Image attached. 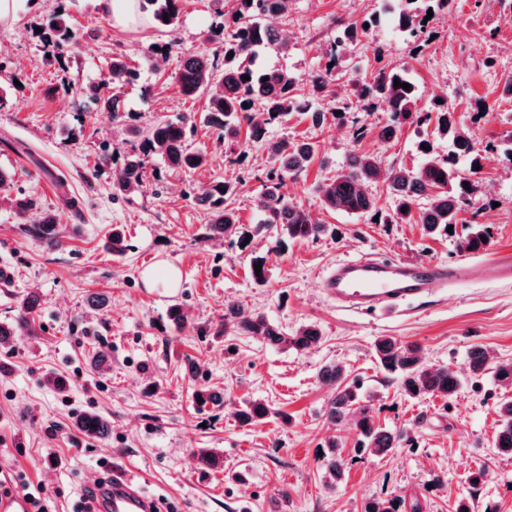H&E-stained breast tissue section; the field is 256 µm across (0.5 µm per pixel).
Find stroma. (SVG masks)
Returning a JSON list of instances; mask_svg holds the SVG:
<instances>
[{
	"mask_svg": "<svg viewBox=\"0 0 512 512\" xmlns=\"http://www.w3.org/2000/svg\"><path fill=\"white\" fill-rule=\"evenodd\" d=\"M399 0H292L286 16L273 18L289 41L288 53L261 52L258 62L303 76L324 65L323 48L338 22L369 23L367 34L347 42L339 68L370 74L376 52L406 69L423 93L448 97L458 118L478 140L477 190L452 232L431 237L411 221L375 224L369 218L325 210L316 186L344 168L354 150L377 154L383 167L418 166L420 141L434 155H455L449 137L433 128L404 125L388 142L377 132L390 120L382 105L369 112L327 117L314 126L301 115L267 125L266 137L305 139L317 148L313 162L286 178L281 192L328 230L319 239L290 241L275 229L259 230L255 202L266 181V156L258 142L233 146L196 125L193 147L205 166L167 171L149 156L147 173L133 193L112 194V170L138 147L136 128L189 120L204 112L207 97L179 94L183 54L220 55L232 23L231 0H185L177 26L150 20L132 29L113 27L94 0H16L14 21L0 24V87L10 93L0 109V170L11 182L0 190V323L13 321L22 297H41L33 336L0 343V474L25 475L41 488L55 512H71L103 460L113 470L136 473L143 489L164 496L179 512H363L365 502L396 497L401 512H512V457L494 450L496 404L507 395L493 373L470 380L450 398L413 399L396 379L380 372L375 341L389 336L421 347L429 366L465 370L476 347L493 362H512V281L457 282L394 315L337 309L323 293V276L337 260L366 253L451 265L483 255L512 252V163L500 151L512 140V0H453L447 13L426 23L422 52L397 25ZM83 34L77 44L56 46L46 26L53 17ZM139 72L119 87L126 111L114 121L88 93L104 80L115 56ZM497 63L488 69L486 57ZM489 112L478 113L480 103ZM364 129L354 139L355 129ZM112 164H98L101 154ZM460 173L470 159L455 155ZM235 185L232 206L239 229L230 239L208 237L201 187ZM16 197L36 206L18 215ZM58 217L63 246H39L25 232L43 214ZM472 224H486L484 251L465 253L458 242ZM124 231L126 249L114 254L113 227ZM265 257L266 283L252 275L254 257ZM167 262L180 274L176 288H145L144 271ZM103 297V306L89 304ZM259 311L285 330L317 326L318 348L306 352L266 346L254 336L225 333L224 307ZM189 315L186 326L168 319L172 307ZM194 359L199 379L188 378ZM335 361L357 380L376 424L406 431L400 448L384 457L358 452L356 416L331 424L333 395L319 370ZM62 377L65 390L53 381ZM206 384L224 393L222 406H197ZM262 399L273 414L263 424L241 425L236 412ZM94 412L112 421L108 436L78 432L75 415ZM337 439L348 466L335 488L324 482L318 452ZM208 448L224 459L220 471L200 465ZM486 474L471 485L477 468ZM243 480H234V472Z\"/></svg>",
	"mask_w": 512,
	"mask_h": 512,
	"instance_id": "stroma-1",
	"label": "stroma"
}]
</instances>
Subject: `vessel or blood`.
<instances>
[{"label":"vessel or blood","instance_id":"obj_1","mask_svg":"<svg viewBox=\"0 0 512 512\" xmlns=\"http://www.w3.org/2000/svg\"><path fill=\"white\" fill-rule=\"evenodd\" d=\"M473 275L512 278V254L500 252L475 264L454 266L427 260L347 258L323 277L322 290L337 306L376 312L403 308ZM90 488L95 512H153L155 507L140 485L127 477L94 481Z\"/></svg>","mask_w":512,"mask_h":512}]
</instances>
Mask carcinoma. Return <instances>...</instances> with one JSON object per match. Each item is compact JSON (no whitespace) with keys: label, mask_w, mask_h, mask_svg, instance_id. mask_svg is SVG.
I'll return each instance as SVG.
<instances>
[{"label":"carcinoma","mask_w":512,"mask_h":512,"mask_svg":"<svg viewBox=\"0 0 512 512\" xmlns=\"http://www.w3.org/2000/svg\"><path fill=\"white\" fill-rule=\"evenodd\" d=\"M236 4L235 25L224 33V72L217 76V60L200 53L187 54L180 61L178 82L180 91L192 96L205 89L209 98L204 114V123L218 131L225 140L235 139L239 129L235 125L239 115L250 112L254 106L262 107L264 118L249 120L248 140L264 141L266 125L293 112L311 114L316 124L324 122L326 112L312 108L311 98L299 94L300 84L307 83L311 93L320 97L334 94L333 86L338 72L334 66H324L305 79L284 68H254L256 58L265 49L288 50V41L281 31L266 23L269 16L286 15L290 0H234ZM399 26L409 37L419 40L420 30L411 15L414 5L420 3L423 10L437 13L446 11L451 0H403ZM182 0H141L142 10H151L154 25L170 28L177 24ZM168 20H163V17ZM132 70L120 57L112 58L109 83L117 87L128 81ZM250 79H244V76ZM400 86H395L394 79ZM351 82L362 101L378 99L391 113V122L382 127L379 137L383 140L396 133L405 123L418 126L428 123L431 114H436L437 132L452 138L457 149L463 153L478 152L473 131L457 120L455 108L447 97L433 96L432 108L419 106L422 98L417 85L404 69L385 65L370 75V78L353 76ZM407 83L405 90L401 84ZM441 103H436V100ZM268 165L265 190L257 202V208L265 215L263 224L274 226L281 236L290 240L317 239L326 232V225L311 220L309 213L300 204L285 199L279 192L285 177L298 173L310 164L316 147L307 141L286 139L267 144ZM156 153L164 159L172 172L197 169L207 162V153L191 147L188 143L184 123L160 121L154 124L141 139L140 149L128 154L123 166L115 172L112 180V195H123L141 184L146 170L147 156ZM386 185L387 193L394 201L395 209L382 214L377 199L369 192V185L378 181ZM475 182L456 172L449 160L430 158L419 168L405 166L382 168L379 157L370 152H354L346 168L320 183L316 192L323 206L335 212L357 216H380L384 224H397L418 215V223L428 233L434 234L442 228L456 223L457 214L468 198L476 191ZM235 188L227 182L218 181L199 189L197 201L205 204L207 211L206 231L212 237L229 238L236 233V212L227 206V200ZM56 218L46 214L39 223L26 229L28 236L50 249L61 246L55 233ZM490 237L489 231L476 226L467 235L463 249L478 251L487 246L481 237ZM40 297L29 292L20 301V313L11 325L0 324V341L10 336L30 332L28 315L36 311ZM244 336H258L272 348H288L309 351L321 343V331L314 325H303L291 332L272 323L261 312L245 313L235 305L224 307V332ZM374 357L383 372L398 379L403 392L410 398L457 394L464 378L448 367H431L425 363L422 349L417 345L403 344L390 337L376 340ZM490 369L489 356L485 350L475 348L467 358V371L471 378L483 376ZM323 381L336 387V394L329 403L328 419L337 424L345 417L358 413L357 429L361 438L360 448L375 456H385L400 446L401 433L377 426L371 407L361 404L360 387L349 380L345 368L328 362L320 368ZM499 416L495 448L501 454L512 455V397L503 398L497 404ZM271 415V408L262 400L247 402L236 413L244 425H256ZM74 424L85 434L104 437L110 425L106 419L83 413L74 419ZM339 443L332 439L325 443L320 456L321 468L333 488L344 472V462L337 454ZM401 504L396 498L374 499L364 506V512H400Z\"/></svg>","instance_id":"carcinoma-1"}]
</instances>
